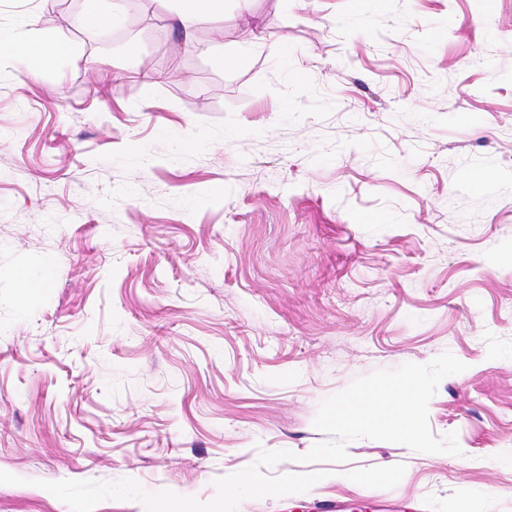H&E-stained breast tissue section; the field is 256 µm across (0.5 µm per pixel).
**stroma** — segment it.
<instances>
[{
  "label": "stroma",
  "instance_id": "obj_1",
  "mask_svg": "<svg viewBox=\"0 0 512 512\" xmlns=\"http://www.w3.org/2000/svg\"><path fill=\"white\" fill-rule=\"evenodd\" d=\"M106 4L0 0V512H70L38 479L210 501L446 351L461 455L357 439L237 512H512V0H224L188 38L179 0ZM27 21L68 46L36 76Z\"/></svg>",
  "mask_w": 512,
  "mask_h": 512
}]
</instances>
